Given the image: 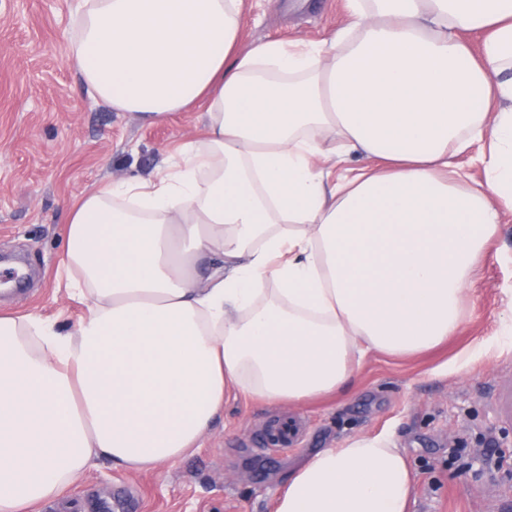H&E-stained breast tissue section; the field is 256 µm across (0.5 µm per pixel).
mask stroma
<instances>
[{"label":"stroma","instance_id":"obj_1","mask_svg":"<svg viewBox=\"0 0 512 512\" xmlns=\"http://www.w3.org/2000/svg\"><path fill=\"white\" fill-rule=\"evenodd\" d=\"M77 0H0V279L13 262L29 274L0 295V314L38 313L74 328L85 314L61 262L71 205L99 185L149 177L178 146L204 137L206 106L147 124L94 96L63 55ZM345 0H246L243 44L330 39ZM512 218L489 245L462 323L411 357L374 353L353 385L300 405H269L240 391L202 446L165 466L130 471L96 460L63 498L31 512H274L289 471L354 436H387L416 471L409 512H496L512 502ZM295 428L294 446L270 451L271 428Z\"/></svg>","mask_w":512,"mask_h":512}]
</instances>
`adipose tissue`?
<instances>
[{"label": "adipose tissue", "mask_w": 512, "mask_h": 512, "mask_svg": "<svg viewBox=\"0 0 512 512\" xmlns=\"http://www.w3.org/2000/svg\"><path fill=\"white\" fill-rule=\"evenodd\" d=\"M346 11L331 39L242 53L244 0H80L66 56L99 98L147 123L203 101L208 121L179 162L71 207L75 330L0 316V512L96 459L184 457L232 390L301 404L457 332L512 212V0ZM413 490L401 449L357 436L293 469L275 512H406Z\"/></svg>", "instance_id": "obj_1"}]
</instances>
